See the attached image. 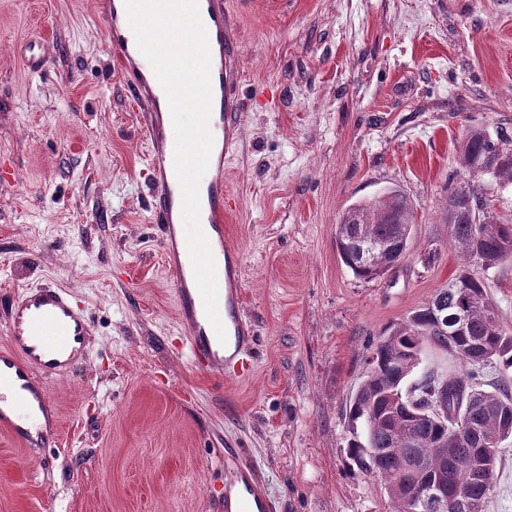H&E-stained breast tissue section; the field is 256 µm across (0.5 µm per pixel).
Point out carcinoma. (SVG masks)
Segmentation results:
<instances>
[{"label": "carcinoma", "mask_w": 512, "mask_h": 512, "mask_svg": "<svg viewBox=\"0 0 512 512\" xmlns=\"http://www.w3.org/2000/svg\"><path fill=\"white\" fill-rule=\"evenodd\" d=\"M459 167L461 180L448 187L445 223L448 244L464 266L416 310V322H396L368 343L363 385L346 407L347 455L359 470L381 478L392 512H425L419 493L432 482L447 502L446 512H468L470 499L488 503L497 481V443L512 438V331L491 313L484 278L470 270L476 253L484 272L512 258V221L485 211L483 193L472 182L489 176L512 185V137L500 133L492 139L483 128L470 129L459 147ZM412 219L411 205L398 190L350 206L337 229L342 261L359 279L382 276L406 258ZM365 241L380 244L367 259ZM436 314L447 316L450 328L464 315L463 330L442 333ZM428 346L459 363L434 379L436 395L446 393L451 402L459 385L475 391L474 402L457 415L472 422L474 431L427 417V390L419 398L404 397L406 378Z\"/></svg>", "instance_id": "1"}]
</instances>
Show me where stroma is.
Returning a JSON list of instances; mask_svg holds the SVG:
<instances>
[{
    "label": "stroma",
    "mask_w": 512,
    "mask_h": 512,
    "mask_svg": "<svg viewBox=\"0 0 512 512\" xmlns=\"http://www.w3.org/2000/svg\"><path fill=\"white\" fill-rule=\"evenodd\" d=\"M242 118L225 164L256 343L238 374L184 349L150 208L142 114L102 48L97 0H0V346L13 298L67 289L87 358L46 380L59 439L0 429V512H224V453L276 512H389L350 469L346 406L368 340L462 268L444 222L467 130L512 133V0H224ZM36 39L42 73L18 54ZM388 189L413 211L407 258L365 281L342 214ZM512 328V260L486 272Z\"/></svg>",
    "instance_id": "stroma-1"
}]
</instances>
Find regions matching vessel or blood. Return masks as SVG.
<instances>
[{"instance_id": "1", "label": "vessel or blood", "mask_w": 512, "mask_h": 512, "mask_svg": "<svg viewBox=\"0 0 512 512\" xmlns=\"http://www.w3.org/2000/svg\"><path fill=\"white\" fill-rule=\"evenodd\" d=\"M200 17L211 53L212 107L208 128L213 146L209 179L199 186L200 223L216 266L217 290L224 298L225 340H218L198 290L187 242L180 228L182 193L175 169V134L166 94L153 70L145 68L129 25L124 0H107L100 19L108 38L107 54L122 68L130 99L144 110L142 132L151 145L154 194L152 217L160 231L165 266L179 302V318L193 364L210 375L251 347L256 330L242 313V258L224 234V162L233 152L240 119L238 56L224 0H199ZM91 328L84 310L62 288L26 289L8 316V345L0 349V427L26 446L54 443L58 428L37 434L6 414L19 399L47 410L45 379L69 371L89 349ZM272 503L248 468H236L224 484V512H270Z\"/></svg>"}]
</instances>
